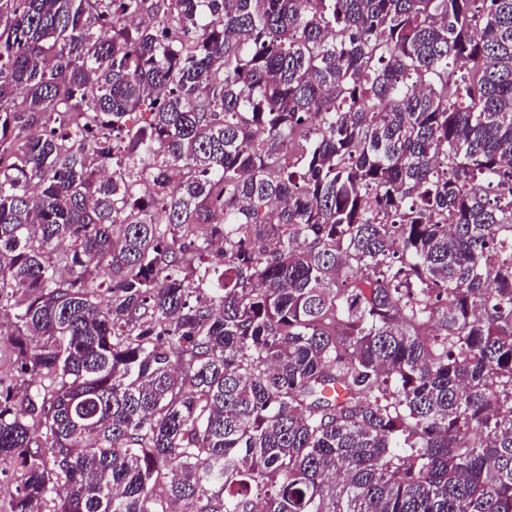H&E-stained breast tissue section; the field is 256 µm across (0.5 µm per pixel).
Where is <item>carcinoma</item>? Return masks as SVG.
Instances as JSON below:
<instances>
[{
	"label": "carcinoma",
	"instance_id": "1",
	"mask_svg": "<svg viewBox=\"0 0 512 512\" xmlns=\"http://www.w3.org/2000/svg\"><path fill=\"white\" fill-rule=\"evenodd\" d=\"M0 316L10 512H512V0H0Z\"/></svg>",
	"mask_w": 512,
	"mask_h": 512
}]
</instances>
